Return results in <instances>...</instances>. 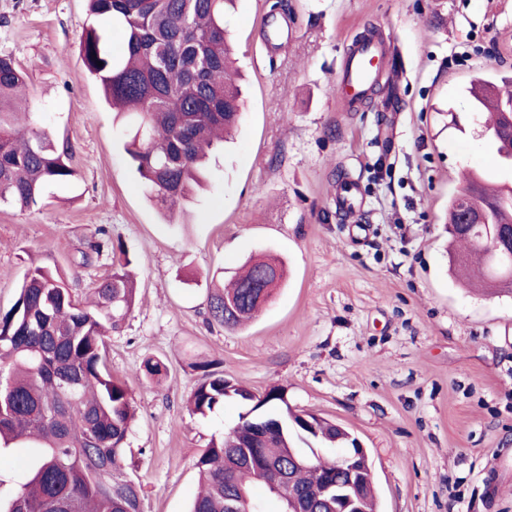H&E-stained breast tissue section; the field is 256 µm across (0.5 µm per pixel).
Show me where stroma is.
Segmentation results:
<instances>
[{
  "instance_id": "obj_1",
  "label": "stroma",
  "mask_w": 512,
  "mask_h": 512,
  "mask_svg": "<svg viewBox=\"0 0 512 512\" xmlns=\"http://www.w3.org/2000/svg\"><path fill=\"white\" fill-rule=\"evenodd\" d=\"M90 26L120 52L122 27L88 0H0V50L27 71L33 119L71 143L77 171L38 208L0 207V309L34 263L85 295L112 266H76L81 252L123 243L137 299L106 339L107 367L135 408L124 471L142 512H188L201 450L248 410L190 411L208 369L258 396L282 388L292 410L357 437L380 512H512V295L464 286L446 231L464 174L512 181L467 92L474 77L512 76V0H235L239 129L171 217L86 69ZM371 30L382 71L351 105L336 78ZM346 184L353 217L337 203ZM260 255L286 277L258 317L209 323L213 281Z\"/></svg>"
}]
</instances>
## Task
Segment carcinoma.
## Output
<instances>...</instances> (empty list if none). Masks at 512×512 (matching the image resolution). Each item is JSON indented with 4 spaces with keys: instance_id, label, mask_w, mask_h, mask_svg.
<instances>
[{
    "instance_id": "obj_1",
    "label": "carcinoma",
    "mask_w": 512,
    "mask_h": 512,
    "mask_svg": "<svg viewBox=\"0 0 512 512\" xmlns=\"http://www.w3.org/2000/svg\"><path fill=\"white\" fill-rule=\"evenodd\" d=\"M90 11L122 24L121 55L110 56L93 29L82 34L89 73L116 112H126L131 136L125 150L153 201L170 213L201 183L206 163L224 133L239 122L242 93L232 72L235 50L224 12L233 0H88ZM28 74L13 56L0 52V205L19 210L38 207L47 183L70 181L73 147L35 126L22 106ZM470 93L493 114L488 130L504 126L494 82L478 77ZM477 201L492 207V221L465 232L456 229L458 197L448 200V234L482 261L481 275L499 291L512 294L503 270L489 251L495 225L512 224V205L501 200L512 191L486 186L481 176ZM122 262L99 279L83 300L58 272L46 266L28 270L14 304L0 310V453L28 449L25 470L15 489L0 495V512H142L141 486L123 471L125 441L134 409L126 385L105 366V337L118 330L134 307L136 288L124 271L130 264L122 245L112 248ZM284 279L274 261H257L208 296L212 320L236 328L268 302L271 293L253 287L262 277ZM249 397L262 414L281 422L282 431L262 430L251 419L224 438L210 442L196 466L201 489L190 512H229L230 498L242 512H266L251 484L287 508L286 500H336L339 460L316 459L293 472L280 489L279 469L297 442L340 448L344 432L323 417L310 415L315 432L305 434L283 411V390L258 398L222 375L208 373L190 397L194 413L207 415L229 399ZM360 512H378L373 481L361 489Z\"/></svg>"
}]
</instances>
